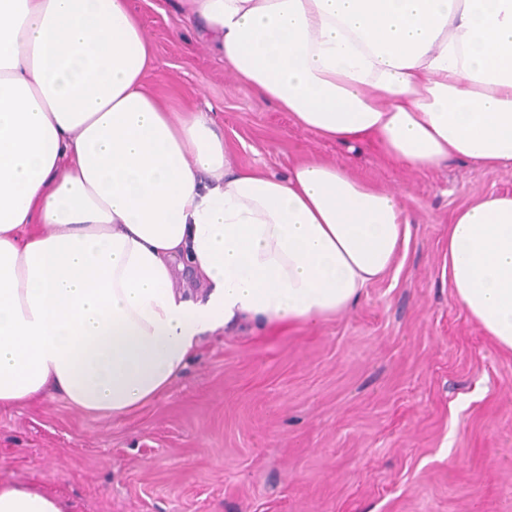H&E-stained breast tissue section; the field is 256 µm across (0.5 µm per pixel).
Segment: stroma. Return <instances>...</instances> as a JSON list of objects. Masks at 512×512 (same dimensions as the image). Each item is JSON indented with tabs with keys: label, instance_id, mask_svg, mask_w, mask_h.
<instances>
[{
	"label": "stroma",
	"instance_id": "stroma-1",
	"mask_svg": "<svg viewBox=\"0 0 512 512\" xmlns=\"http://www.w3.org/2000/svg\"><path fill=\"white\" fill-rule=\"evenodd\" d=\"M174 109L212 108L232 160L286 175L348 166L412 220L392 268L317 331L243 324L202 336L155 402L112 417L50 393L0 411V482L69 512H512V354L448 288V224L512 191V170L424 174L369 144L302 129L193 34L183 0H132Z\"/></svg>",
	"mask_w": 512,
	"mask_h": 512
}]
</instances>
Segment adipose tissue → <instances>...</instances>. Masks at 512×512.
<instances>
[{
	"mask_svg": "<svg viewBox=\"0 0 512 512\" xmlns=\"http://www.w3.org/2000/svg\"><path fill=\"white\" fill-rule=\"evenodd\" d=\"M188 20L323 139L417 173L512 170V0H188ZM153 62L131 0H0V408L53 392L130 413L205 333L343 313L409 235L399 198L347 167L233 165L207 112L149 84ZM448 286L512 353V195L453 214ZM0 512L68 504L0 484Z\"/></svg>",
	"mask_w": 512,
	"mask_h": 512,
	"instance_id": "ef3b65f1",
	"label": "adipose tissue"
}]
</instances>
